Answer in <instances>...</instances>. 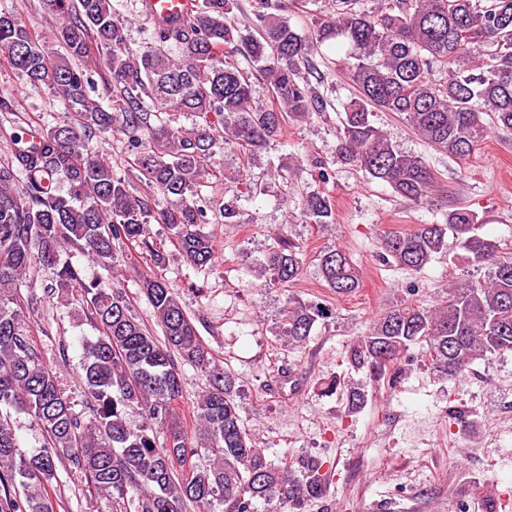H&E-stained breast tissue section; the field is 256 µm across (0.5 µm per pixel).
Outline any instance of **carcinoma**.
I'll use <instances>...</instances> for the list:
<instances>
[{
	"label": "carcinoma",
	"mask_w": 512,
	"mask_h": 512,
	"mask_svg": "<svg viewBox=\"0 0 512 512\" xmlns=\"http://www.w3.org/2000/svg\"><path fill=\"white\" fill-rule=\"evenodd\" d=\"M256 23L230 18L238 0H201L178 26H154L143 49H126L125 25L114 0H42L60 21L65 53H54L13 13L0 12V56L34 89L47 87L69 116L38 130L13 134L12 159L0 164V512H55L46 486L67 461L113 512H304L326 494L321 464L297 472L256 448L237 402L234 375L203 345L177 291L141 276L163 339L140 321L124 289L86 282L82 270L61 261L76 246L92 261L114 267L117 246H134L163 262L150 226L163 224L186 260L211 264L215 245L203 232L199 205L216 147L235 149L247 164L280 140L291 122L323 111V101L299 74L315 45L342 37L354 60L347 77L357 93L343 104L332 163L359 168L399 197L424 203L435 175L425 161L400 151L376 126L378 112L394 113L434 150L464 159L495 131H512V0H377L372 12L358 0H332L311 34L283 16L282 0H252ZM176 46L178 55L169 47ZM112 91V111L89 97L91 70ZM241 55L259 67L273 102L254 103L248 76L226 57ZM176 112L216 113L210 121L176 128ZM119 126L133 156L142 191L114 175L90 148L98 132ZM170 205L155 207L154 194ZM306 223H335L330 197L314 192L302 204ZM482 218L466 206L448 211L443 224H416L381 239V256L414 272L448 254V236L466 259L487 269L453 282L431 304L399 300L369 324L349 351L352 366L376 380L396 383L402 361L417 353L434 375L455 380L470 366L512 352V255L474 235ZM56 269L46 292L77 288L98 336L86 342L81 389L93 407L92 431L73 409L58 375L42 360L30 331L37 298L21 284L34 266ZM304 266L302 250L283 230L274 234L258 269L267 286L283 287ZM319 278L338 296L359 291V269L346 251H320ZM333 316L319 301L287 298L279 336L305 344L315 324ZM208 378L196 402L193 431L176 412L183 396L182 367ZM346 408L367 403L365 386L348 383ZM142 424L131 427L127 409ZM33 417L46 435L42 450L20 448L10 410Z\"/></svg>",
	"instance_id": "cac0c4a2"
}]
</instances>
